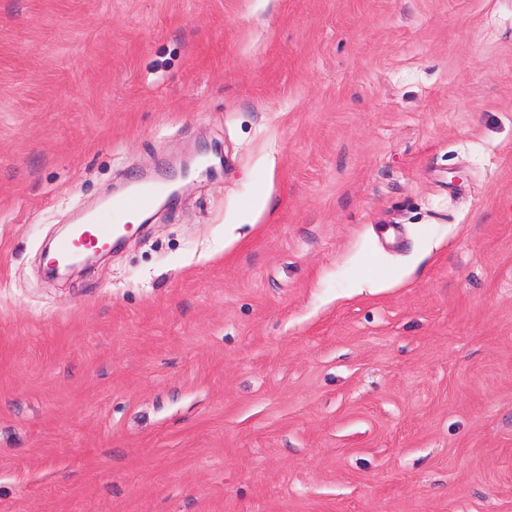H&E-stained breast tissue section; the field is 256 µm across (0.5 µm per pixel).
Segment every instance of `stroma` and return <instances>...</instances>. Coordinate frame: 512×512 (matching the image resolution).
<instances>
[{"mask_svg":"<svg viewBox=\"0 0 512 512\" xmlns=\"http://www.w3.org/2000/svg\"><path fill=\"white\" fill-rule=\"evenodd\" d=\"M0 512H512V0H0ZM166 191L165 180H154L152 185L136 182L123 195L113 196L98 208L84 212L71 231L56 243L49 260L51 264L67 265L50 266L49 277L57 279L69 276L77 269L86 270L92 267L96 262V254L72 260L85 251L110 249L112 243L130 232L141 217L134 216L131 219L134 224L127 219L149 209Z\"/></svg>","mask_w":512,"mask_h":512,"instance_id":"35a3bbf8","label":"stroma"}]
</instances>
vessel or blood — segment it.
Listing matches in <instances>:
<instances>
[{
    "label": "vessel or blood",
    "mask_w": 512,
    "mask_h": 512,
    "mask_svg": "<svg viewBox=\"0 0 512 512\" xmlns=\"http://www.w3.org/2000/svg\"><path fill=\"white\" fill-rule=\"evenodd\" d=\"M166 191L167 184L162 180L150 184L137 182L123 195L84 212L71 231L56 243L51 263L65 265L82 252L110 249L116 239L131 231V216L149 209Z\"/></svg>",
    "instance_id": "obj_1"
}]
</instances>
